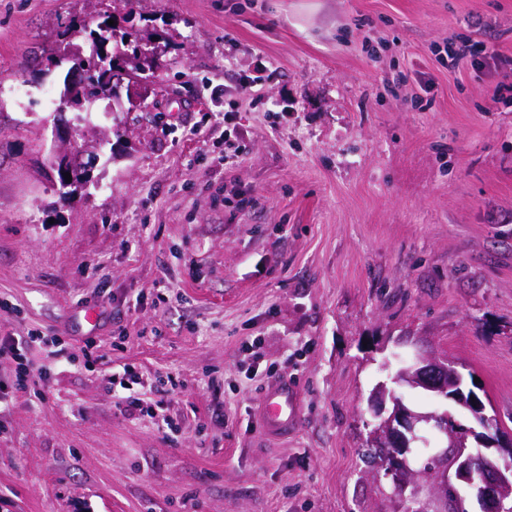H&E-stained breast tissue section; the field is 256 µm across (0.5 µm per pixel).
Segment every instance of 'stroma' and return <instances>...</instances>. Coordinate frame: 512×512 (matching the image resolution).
Returning <instances> with one entry per match:
<instances>
[{"label": "stroma", "instance_id": "1", "mask_svg": "<svg viewBox=\"0 0 512 512\" xmlns=\"http://www.w3.org/2000/svg\"><path fill=\"white\" fill-rule=\"evenodd\" d=\"M109 7L158 64L104 120L117 154L62 207L49 160L76 115L35 102L68 69L60 32L102 4L0 0V333L72 355L26 352L49 390L0 416V512H402L362 459L396 353L478 377L512 434V92L488 97L512 0ZM464 38L477 61L449 65ZM124 364L177 378L176 432L115 408ZM269 369L301 415L278 439L259 425Z\"/></svg>", "mask_w": 512, "mask_h": 512}]
</instances>
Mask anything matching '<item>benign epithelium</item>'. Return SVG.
<instances>
[{"label":"benign epithelium","mask_w":512,"mask_h":512,"mask_svg":"<svg viewBox=\"0 0 512 512\" xmlns=\"http://www.w3.org/2000/svg\"><path fill=\"white\" fill-rule=\"evenodd\" d=\"M55 135L58 141L64 143V147L56 151L53 171L63 174L82 168L83 157L89 148L78 147L67 129L58 128ZM394 359L400 364V369L393 382L406 383L437 397L451 399L471 409L475 418L474 426L461 427L446 410L420 413L408 408L386 385L376 388L371 399L375 425L369 435V445L390 449V453L383 458L382 468L398 496L405 502L416 503L423 484L430 483L446 500L448 486L451 485L455 487L456 498L461 503L464 502L462 493L475 492L480 512H512V436L498 430L495 416L486 412V405L476 391L459 388L460 374L447 361L418 357L407 363L398 354L394 355ZM421 423L432 425L442 437L444 448L455 449L452 462L454 479H449L448 473L433 468L430 461L418 470L410 467L407 453L411 444L426 442L418 434ZM471 440L476 442L477 447L494 448L499 454L497 465L485 468L479 480L474 479L472 474L473 457L466 454L467 444Z\"/></svg>","instance_id":"benign-epithelium-1"}]
</instances>
